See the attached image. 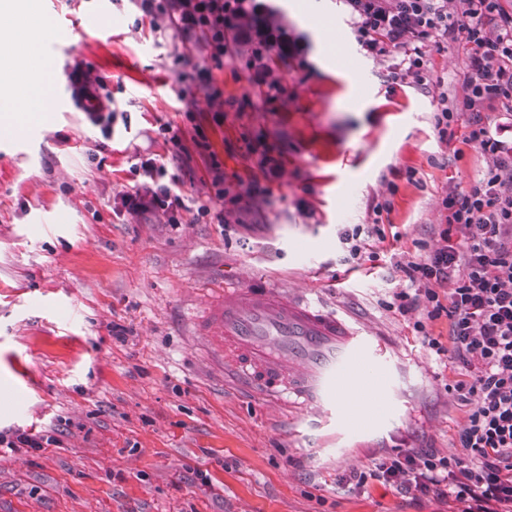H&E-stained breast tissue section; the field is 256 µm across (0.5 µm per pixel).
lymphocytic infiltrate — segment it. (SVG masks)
I'll list each match as a JSON object with an SVG mask.
<instances>
[{
  "instance_id": "lymphocytic-infiltrate-1",
  "label": "lymphocytic infiltrate",
  "mask_w": 512,
  "mask_h": 512,
  "mask_svg": "<svg viewBox=\"0 0 512 512\" xmlns=\"http://www.w3.org/2000/svg\"><path fill=\"white\" fill-rule=\"evenodd\" d=\"M154 31L182 43H194L199 57L177 54V96L194 108L196 92H204L214 112L224 110V92L215 77L225 61L248 52L252 96L270 102L286 92L285 75L272 63L287 59L298 44L285 23L277 21L264 0H131ZM361 48L387 62L394 82L429 85L433 79L427 49L442 48L456 32L470 46L461 97L435 117L440 139H447L456 112L470 115L468 139L489 154L492 164L464 195L443 198L439 224L441 247L429 249L401 267L408 285L393 292L390 306L401 315L415 314L413 328L422 343L464 372L448 390L467 407L466 423L456 437L457 451L440 456L408 448L375 460L372 467L347 476L356 489L376 481L415 497L448 499L462 512H512V146L493 135L483 110L502 101L512 112V9L503 0H459L450 12L448 0H343ZM75 106L86 112L104 138L112 136L115 110L103 76L83 62L68 74ZM259 177L250 178L243 193L226 187L218 161L208 171L220 206L237 205L241 194L260 193L262 182H274L282 162L264 154ZM142 180L123 193L117 214L139 219L160 214L180 225L187 206L156 158L135 167ZM447 285V297L437 288ZM447 316V342L431 336L427 326Z\"/></svg>"
}]
</instances>
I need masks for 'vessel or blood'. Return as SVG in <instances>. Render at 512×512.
<instances>
[{"label": "vessel or blood", "instance_id": "obj_1", "mask_svg": "<svg viewBox=\"0 0 512 512\" xmlns=\"http://www.w3.org/2000/svg\"><path fill=\"white\" fill-rule=\"evenodd\" d=\"M89 29L100 31L98 14L59 28L55 48ZM195 333L242 378L298 409L316 407L353 427L383 406L374 386L383 345L315 303L255 283L228 286L210 300Z\"/></svg>", "mask_w": 512, "mask_h": 512}]
</instances>
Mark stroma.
I'll list each match as a JSON object with an SVG mask.
<instances>
[{
    "mask_svg": "<svg viewBox=\"0 0 512 512\" xmlns=\"http://www.w3.org/2000/svg\"><path fill=\"white\" fill-rule=\"evenodd\" d=\"M303 3L315 24L340 30L338 68L316 63L311 32L281 9L306 44L288 62L286 94L217 122L204 93L193 120L175 93L171 55L195 57L194 47L151 31L130 0H107L111 35L87 32L53 56L60 108L23 143L0 137V429L62 441L0 455V512H457L376 481L359 492L341 477L397 448L453 453L466 421L447 389L457 370L423 347L413 316L384 303L406 287L400 266L419 243L440 245L442 199L469 192L491 163L467 141L466 113L449 142L434 128L441 93L462 92L468 45L460 33L430 50L436 84H392L357 44L341 0ZM77 60L106 76L123 113L111 139L71 99L66 69ZM204 135L221 147L226 183L256 173L264 149L284 164L272 194L241 198L223 225L198 213L212 203ZM180 150L188 165L167 168L189 207L179 227L113 213L140 180L137 155L169 162ZM378 201L390 209L377 260L345 261L340 233L371 223ZM248 280L381 339L387 414L327 425L226 376L191 324L214 290ZM16 395L26 410L8 405Z\"/></svg>",
    "mask_w": 512,
    "mask_h": 512,
    "instance_id": "1",
    "label": "stroma"
}]
</instances>
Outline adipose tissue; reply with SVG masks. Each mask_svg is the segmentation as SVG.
I'll return each mask as SVG.
<instances>
[{
	"label": "adipose tissue",
	"instance_id": "adipose-tissue-1",
	"mask_svg": "<svg viewBox=\"0 0 512 512\" xmlns=\"http://www.w3.org/2000/svg\"><path fill=\"white\" fill-rule=\"evenodd\" d=\"M34 11L33 0H0V17L10 20L6 33L16 54L27 58L36 71L27 84L0 92V135L6 137L22 128L27 114L43 112L53 91L55 63L38 53L40 34L50 23L44 20L31 27L29 17Z\"/></svg>",
	"mask_w": 512,
	"mask_h": 512
}]
</instances>
